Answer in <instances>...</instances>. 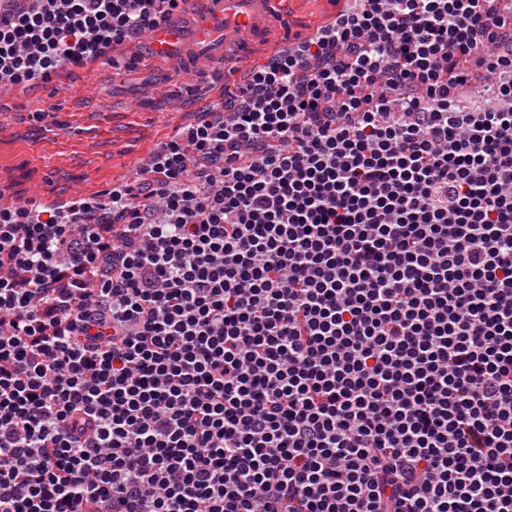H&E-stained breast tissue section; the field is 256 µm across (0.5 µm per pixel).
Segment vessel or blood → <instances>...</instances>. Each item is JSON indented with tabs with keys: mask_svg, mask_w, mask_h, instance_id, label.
<instances>
[{
	"mask_svg": "<svg viewBox=\"0 0 512 512\" xmlns=\"http://www.w3.org/2000/svg\"><path fill=\"white\" fill-rule=\"evenodd\" d=\"M272 0H219L216 7L197 15L192 33L164 26L149 35L151 54L166 58L177 54L187 64L198 65L217 53L219 32L236 28L255 31L267 18Z\"/></svg>",
	"mask_w": 512,
	"mask_h": 512,
	"instance_id": "obj_1",
	"label": "vessel or blood"
}]
</instances>
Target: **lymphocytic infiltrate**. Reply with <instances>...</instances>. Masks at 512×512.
<instances>
[{"mask_svg":"<svg viewBox=\"0 0 512 512\" xmlns=\"http://www.w3.org/2000/svg\"><path fill=\"white\" fill-rule=\"evenodd\" d=\"M188 2L0 0V79ZM0 512H512V8L353 0L133 182L0 207Z\"/></svg>","mask_w":512,"mask_h":512,"instance_id":"obj_1","label":"lymphocytic infiltrate"}]
</instances>
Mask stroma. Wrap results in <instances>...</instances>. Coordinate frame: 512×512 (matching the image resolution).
Instances as JSON below:
<instances>
[{
	"label": "stroma",
	"mask_w": 512,
	"mask_h": 512,
	"mask_svg": "<svg viewBox=\"0 0 512 512\" xmlns=\"http://www.w3.org/2000/svg\"><path fill=\"white\" fill-rule=\"evenodd\" d=\"M333 0H274L264 33L249 37L250 66L313 32L337 12ZM234 58L214 54L191 75L181 60L149 61L138 44L116 56L66 65L37 89L6 84L0 100V198L91 196L133 180L149 159L199 112L221 106Z\"/></svg>",
	"instance_id": "obj_1"
}]
</instances>
